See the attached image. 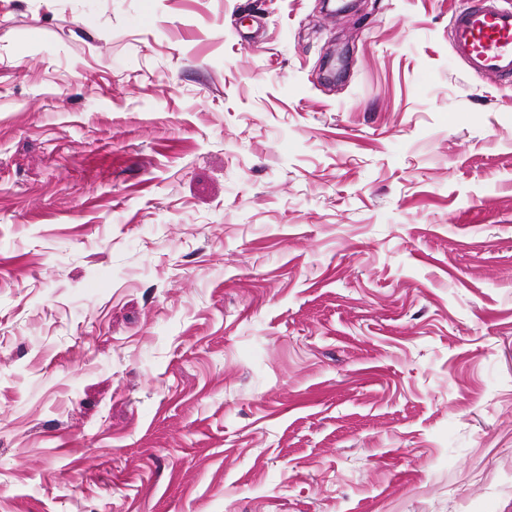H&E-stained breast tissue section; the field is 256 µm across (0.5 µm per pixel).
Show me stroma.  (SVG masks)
I'll use <instances>...</instances> for the list:
<instances>
[{"label":"stroma","instance_id":"stroma-1","mask_svg":"<svg viewBox=\"0 0 512 512\" xmlns=\"http://www.w3.org/2000/svg\"><path fill=\"white\" fill-rule=\"evenodd\" d=\"M461 4L0 0V512H512Z\"/></svg>","mask_w":512,"mask_h":512}]
</instances>
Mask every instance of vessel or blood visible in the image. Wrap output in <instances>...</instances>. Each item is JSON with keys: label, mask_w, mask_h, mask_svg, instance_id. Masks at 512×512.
<instances>
[{"label": "vessel or blood", "mask_w": 512, "mask_h": 512, "mask_svg": "<svg viewBox=\"0 0 512 512\" xmlns=\"http://www.w3.org/2000/svg\"><path fill=\"white\" fill-rule=\"evenodd\" d=\"M455 56L469 70L491 81H512V10L492 0H468L448 26Z\"/></svg>", "instance_id": "obj_1"}]
</instances>
